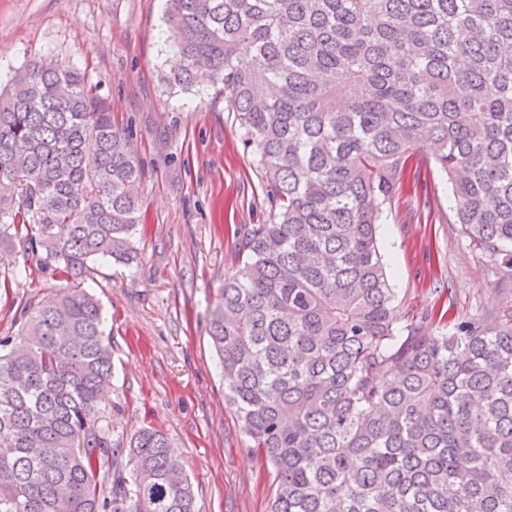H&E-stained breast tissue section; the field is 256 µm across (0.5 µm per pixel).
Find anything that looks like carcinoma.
I'll list each match as a JSON object with an SVG mask.
<instances>
[{
  "mask_svg": "<svg viewBox=\"0 0 512 512\" xmlns=\"http://www.w3.org/2000/svg\"><path fill=\"white\" fill-rule=\"evenodd\" d=\"M166 22L168 85H223L268 187L208 329L268 512H512V317H400L377 239L429 149L512 279V0H166ZM130 139L53 57L0 92V253L67 280L0 336V512H196L172 439L100 408L85 284L138 257Z\"/></svg>",
  "mask_w": 512,
  "mask_h": 512,
  "instance_id": "1",
  "label": "carcinoma"
}]
</instances>
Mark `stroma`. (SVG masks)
Here are the masks:
<instances>
[{
  "mask_svg": "<svg viewBox=\"0 0 512 512\" xmlns=\"http://www.w3.org/2000/svg\"><path fill=\"white\" fill-rule=\"evenodd\" d=\"M164 13L165 0H0V83L56 56L77 64L132 131L143 169L134 189L145 214L134 238L140 263H96L92 288L112 342L102 405L114 431L168 433L197 512H267L272 469L224 400L208 335L242 226L269 216L266 184L218 86L206 78L189 91L164 85L181 64L165 42ZM377 238L402 316L480 318L512 301V282L455 224L440 173L396 194ZM14 262L0 258V336L16 332L28 297L51 298L66 284L52 271L14 279Z\"/></svg>",
  "mask_w": 512,
  "mask_h": 512,
  "instance_id": "35a3bbf8",
  "label": "stroma"
}]
</instances>
